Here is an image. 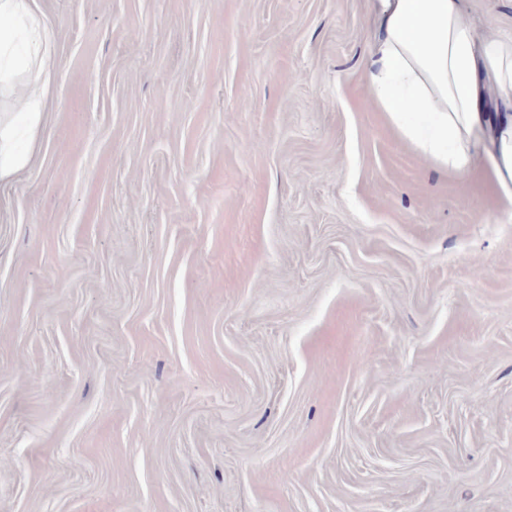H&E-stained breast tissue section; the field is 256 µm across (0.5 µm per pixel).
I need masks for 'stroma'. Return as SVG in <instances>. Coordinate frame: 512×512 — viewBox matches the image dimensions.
Returning <instances> with one entry per match:
<instances>
[{
    "mask_svg": "<svg viewBox=\"0 0 512 512\" xmlns=\"http://www.w3.org/2000/svg\"><path fill=\"white\" fill-rule=\"evenodd\" d=\"M34 8L0 512H512V201L369 101L371 0Z\"/></svg>",
    "mask_w": 512,
    "mask_h": 512,
    "instance_id": "obj_1",
    "label": "stroma"
}]
</instances>
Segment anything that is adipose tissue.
Returning <instances> with one entry per match:
<instances>
[{
	"label": "adipose tissue",
	"mask_w": 512,
	"mask_h": 512,
	"mask_svg": "<svg viewBox=\"0 0 512 512\" xmlns=\"http://www.w3.org/2000/svg\"><path fill=\"white\" fill-rule=\"evenodd\" d=\"M33 0H0V181L24 169L50 82L53 35ZM366 91L387 122L441 170H488L512 200V39L480 37L463 0H374Z\"/></svg>",
	"instance_id": "ef3b65f1"
}]
</instances>
